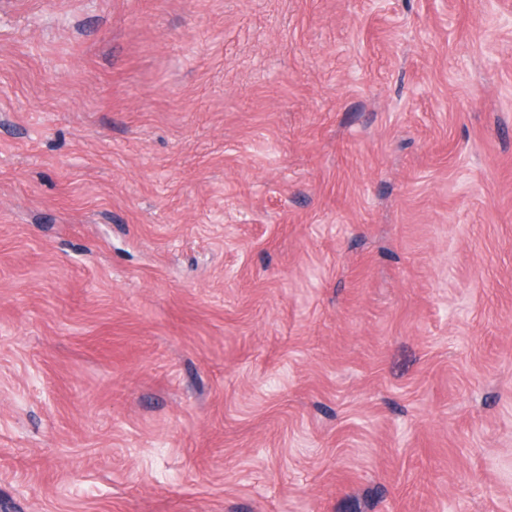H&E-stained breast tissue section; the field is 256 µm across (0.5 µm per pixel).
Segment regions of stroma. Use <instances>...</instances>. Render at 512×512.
I'll use <instances>...</instances> for the list:
<instances>
[{"label":"stroma","instance_id":"1","mask_svg":"<svg viewBox=\"0 0 512 512\" xmlns=\"http://www.w3.org/2000/svg\"><path fill=\"white\" fill-rule=\"evenodd\" d=\"M0 512H512V0H0Z\"/></svg>","mask_w":512,"mask_h":512}]
</instances>
